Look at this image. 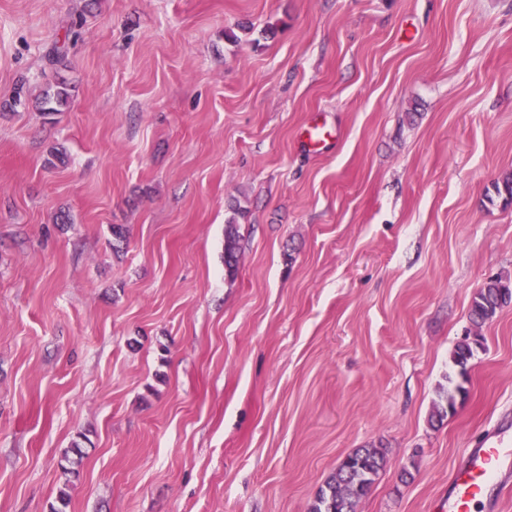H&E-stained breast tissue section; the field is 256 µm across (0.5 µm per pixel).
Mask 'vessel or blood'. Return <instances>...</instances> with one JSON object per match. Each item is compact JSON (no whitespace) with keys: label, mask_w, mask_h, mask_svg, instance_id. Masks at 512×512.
<instances>
[{"label":"vessel or blood","mask_w":512,"mask_h":512,"mask_svg":"<svg viewBox=\"0 0 512 512\" xmlns=\"http://www.w3.org/2000/svg\"><path fill=\"white\" fill-rule=\"evenodd\" d=\"M510 456L512 439L505 437H492L468 449L466 466L451 483L448 512H470L472 504L484 496L502 460Z\"/></svg>","instance_id":"obj_1"}]
</instances>
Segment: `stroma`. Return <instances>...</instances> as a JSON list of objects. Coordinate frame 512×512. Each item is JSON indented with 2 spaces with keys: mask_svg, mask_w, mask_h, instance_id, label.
I'll return each mask as SVG.
<instances>
[{
  "mask_svg": "<svg viewBox=\"0 0 512 512\" xmlns=\"http://www.w3.org/2000/svg\"><path fill=\"white\" fill-rule=\"evenodd\" d=\"M509 172L512 0H0V512H309L359 448L356 512H444L512 426ZM241 247L237 224H225L224 267L227 276L234 277L239 265ZM512 304V279L496 276L488 279L472 298L469 319L474 327L491 321L505 307ZM474 345H479L477 340H461L452 353L453 365L457 368L459 379L448 377V391L441 401L434 407L431 421L440 422L448 415L455 412L457 399L464 398L467 389L464 383L468 381V366L474 356Z\"/></svg>",
  "mask_w": 512,
  "mask_h": 512,
  "instance_id": "35a3bbf8",
  "label": "stroma"
}]
</instances>
